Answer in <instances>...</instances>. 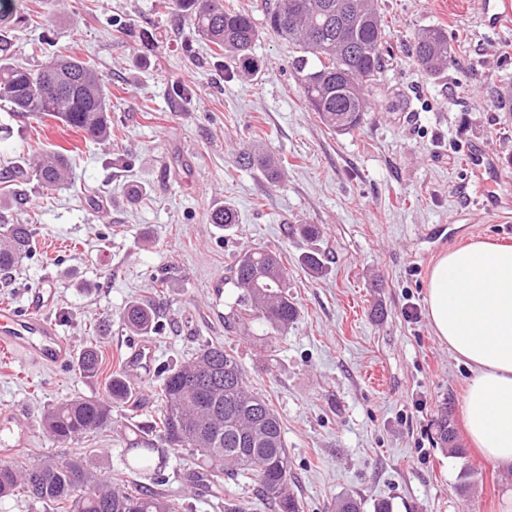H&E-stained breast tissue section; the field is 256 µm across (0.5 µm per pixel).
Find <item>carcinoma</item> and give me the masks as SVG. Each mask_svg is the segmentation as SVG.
Wrapping results in <instances>:
<instances>
[{"mask_svg": "<svg viewBox=\"0 0 512 512\" xmlns=\"http://www.w3.org/2000/svg\"><path fill=\"white\" fill-rule=\"evenodd\" d=\"M172 9L188 19L194 34L228 53L247 77L258 64L253 46L258 29L250 15L226 0H171ZM267 27L300 50L294 62L304 100L322 122L337 133H348L363 123L370 108L369 88L384 68L385 22L377 0H277L265 12ZM447 32L427 27L414 38V56L429 75L448 66ZM0 101L26 118L45 116L95 140L112 138L110 105L104 81L96 67L75 57H51L40 68L14 62L11 44L0 33ZM4 178L36 181L54 188L70 179L65 155L50 151L28 171L17 168ZM31 224L0 223V272L9 274L33 246ZM237 292L236 308L228 325L259 321L274 332H284L299 315L288 293V271L280 256L264 249H248L236 256L226 278ZM131 331L147 334L159 322L156 303H130L121 316ZM102 354L96 347L77 360L86 377L100 372ZM163 411L145 428L130 429L125 467L157 483L160 465L154 456L163 447L186 449L216 490L224 481L252 483L275 512H301L290 485V460L280 417L265 397L247 384L236 356L222 345L207 344L192 360L167 371L160 388ZM130 398V387L114 375L102 398H72L47 407L43 426L57 441L79 438L112 425V408ZM437 441L459 451L448 407L441 409ZM47 480L38 483L34 468L0 467V498L24 493L61 512H179L170 498L145 488L128 492L112 481L91 475L83 461L45 460L38 466ZM83 480L90 492L76 494Z\"/></svg>", "mask_w": 512, "mask_h": 512, "instance_id": "1", "label": "carcinoma"}]
</instances>
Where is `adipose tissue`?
I'll list each match as a JSON object with an SVG mask.
<instances>
[{
  "instance_id": "obj_1",
  "label": "adipose tissue",
  "mask_w": 512,
  "mask_h": 512,
  "mask_svg": "<svg viewBox=\"0 0 512 512\" xmlns=\"http://www.w3.org/2000/svg\"><path fill=\"white\" fill-rule=\"evenodd\" d=\"M426 315L471 377L465 431L489 462L512 465V245L474 241L435 261Z\"/></svg>"
}]
</instances>
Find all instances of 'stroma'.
<instances>
[{
    "mask_svg": "<svg viewBox=\"0 0 512 512\" xmlns=\"http://www.w3.org/2000/svg\"><path fill=\"white\" fill-rule=\"evenodd\" d=\"M23 6L6 26L15 61L32 69L57 54L92 62L109 91L112 140L0 106V172L49 150L66 154L72 170L52 189L0 181V218L36 229L29 258L0 277V305L24 306L27 290L52 273L49 315L69 347L55 366L0 352V409L36 425L33 448L11 464L80 459L94 476L116 474L139 489L143 477L124 466L128 429L158 418L169 368L220 343L282 421L302 512H326L346 495L362 512L383 501L392 512H496L512 468L471 444L454 455L436 442L442 404L463 428L469 372L434 335L425 295L442 253L474 240L512 245V221H491L476 203L467 161L477 144L494 153L505 168L498 189L512 195V112L497 108L512 96V16L489 29L476 0H379L386 67L364 123L337 134L302 97L296 47L271 32L260 33L261 72L249 80L165 0H63L46 23L43 0ZM429 26L447 31L452 47L437 77L413 55L415 35ZM175 84L186 98L172 95ZM254 149L280 161L277 173L239 163ZM224 206L237 215L227 229L210 219ZM301 224L316 225L318 236H301ZM260 247L281 254L299 305L281 335L256 322L237 333L224 327L234 302L228 268ZM311 250L326 261L322 274L302 263ZM149 298L162 327L135 334L120 314ZM135 341L153 346L155 368L113 408L111 427L54 441L42 426L47 406L103 397ZM88 345L102 353L95 378L75 366ZM197 472L190 453L166 449L156 489L180 512H224L228 501L272 512L231 480L222 499L211 497Z\"/></svg>",
    "mask_w": 512,
    "mask_h": 512,
    "instance_id": "stroma-1",
    "label": "stroma"
}]
</instances>
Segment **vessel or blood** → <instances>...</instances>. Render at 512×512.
<instances>
[{"instance_id":"obj_1","label":"vessel or blood","mask_w":512,"mask_h":512,"mask_svg":"<svg viewBox=\"0 0 512 512\" xmlns=\"http://www.w3.org/2000/svg\"><path fill=\"white\" fill-rule=\"evenodd\" d=\"M512 13V0H481L480 18L489 28H498L506 14ZM470 169L475 178L481 207L492 219L504 216L512 209V198L491 191L490 185L503 177L497 157L478 146L469 155ZM52 284L34 288L23 308L0 307V347L30 355L46 365H56L67 356V342L45 315L54 298ZM155 358L153 347L146 343L131 346L123 362L127 377L141 378L149 374ZM35 427L23 414L0 413V454L14 455L20 448L32 445Z\"/></svg>"}]
</instances>
